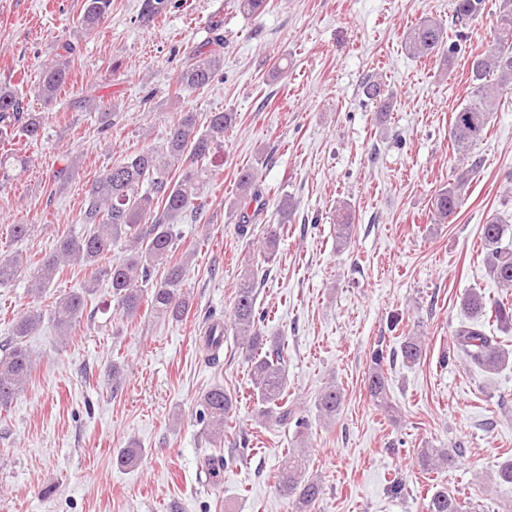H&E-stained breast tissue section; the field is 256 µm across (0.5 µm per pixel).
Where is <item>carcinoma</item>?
<instances>
[{
  "label": "carcinoma",
  "mask_w": 512,
  "mask_h": 512,
  "mask_svg": "<svg viewBox=\"0 0 512 512\" xmlns=\"http://www.w3.org/2000/svg\"><path fill=\"white\" fill-rule=\"evenodd\" d=\"M179 7L178 0H141L138 18L151 22ZM486 0H455V25L467 27L481 17ZM112 10V0H83L76 35L81 39L93 36ZM207 41L185 52L181 69L175 80V92L191 95L211 86L224 67V20L213 18L207 25ZM442 23L427 18L409 29L403 36L405 50L414 58L435 56L443 50L454 54V46L444 41ZM78 43L65 40L57 45L53 62L42 69L37 94L44 109L51 108L57 92L69 80L74 66ZM469 80L473 85L470 99L454 112L448 129L461 173L455 182L440 190L434 197L432 217L444 224L453 216L462 200V190L472 168L465 166L475 146L481 143L490 124V116L498 111L504 91L512 90V0H502L496 19V33L492 41L476 48L470 54ZM365 96L376 102L380 110L389 108L382 97V83L375 77L363 85ZM235 121L233 112H211L205 120L187 110L177 113L166 142L160 146L143 145L112 161V166L86 186L80 208L79 221L85 225L80 235H63L53 244L49 254L31 277L28 295L31 306L24 310L12 325V336L0 356V412L11 407L24 391L32 376L36 357L27 345V338L47 319L53 323L63 339L80 322L87 311L89 295L95 288L88 287L56 297L48 309H43V297L59 271L67 263H76L94 271L95 277L109 284L112 301L121 318L134 320L142 305L150 314L162 320L178 321L191 310L185 277L190 269L193 252L174 257L178 241L177 222L187 213L202 210L200 200L204 188L215 175L216 154L224 149V133ZM42 118L25 110L23 99L11 88L0 87V140L16 135L36 140L40 136ZM28 159L13 153H0V179L13 180L25 171ZM258 173L252 168L239 172L242 195L233 205L239 216V229L246 232L251 224L249 208L262 210L264 193L257 186ZM293 205L288 198L278 202L280 223L271 226L264 241V258L270 259L282 225L288 223ZM512 236V225L497 216L484 225L482 237L483 260L492 281L500 288L502 298L488 301L475 290L467 293L461 308L468 322L453 332L452 345L443 356L446 364L459 360L478 367L487 375H496L512 366V349L503 347L498 337L486 332V324L494 321L504 331L512 330V304L504 297L512 294V244H503ZM124 243L122 260L110 261L112 246ZM164 274L155 278L156 266ZM23 270V259L15 255L0 259V285L17 279ZM266 313L256 308V281L254 272L241 278L229 323L221 318L211 319L213 327L203 337L207 360L215 361L224 345V333L232 330L250 363L251 397L256 400L258 415L273 418L281 425H295L300 444H305L304 430L308 423L296 416L288 404V356L285 342L278 337L263 335L262 323ZM426 355L420 336H405L399 350L387 351L380 346L370 355L366 377L367 390L373 402L385 412L393 409L390 400L387 359L400 358L403 365L419 364ZM345 394L332 384L318 395L315 407L319 416L332 419L339 411ZM235 407L231 394L221 385L206 390L198 402L197 414L214 442L224 440L228 419ZM460 450L429 448L417 458L420 469L426 473L454 468ZM306 451L291 450L278 471L279 495L288 501L291 512H309L322 494V485L307 473ZM423 512H468V501L458 498L441 484L423 499Z\"/></svg>",
  "instance_id": "carcinoma-1"
}]
</instances>
